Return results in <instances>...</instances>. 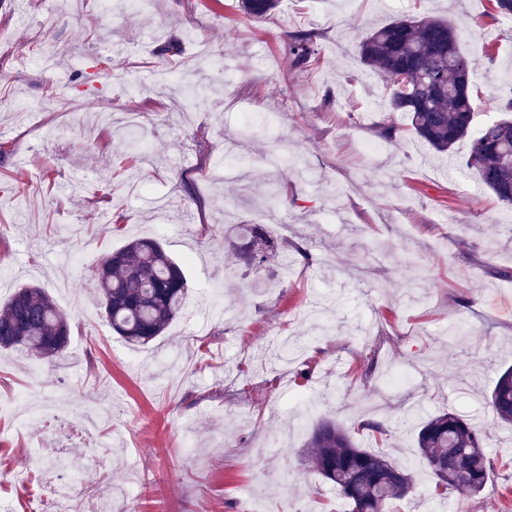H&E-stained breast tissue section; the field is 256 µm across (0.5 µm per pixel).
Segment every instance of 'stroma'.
Returning a JSON list of instances; mask_svg holds the SVG:
<instances>
[{
	"mask_svg": "<svg viewBox=\"0 0 512 512\" xmlns=\"http://www.w3.org/2000/svg\"><path fill=\"white\" fill-rule=\"evenodd\" d=\"M489 0H0V300L38 283L71 325L58 360L0 353V512H56L45 474L67 404L85 468L69 512H348L300 456L318 422L409 466L399 512H512V426L487 407L512 364V208L388 114L386 80L356 48L403 16L451 17L481 104L512 89V20ZM320 34L294 67L291 32ZM214 59L188 76L158 48ZM208 87L181 111L180 88ZM140 116L130 153L115 121ZM394 122L395 137L381 135ZM276 194V210L264 207ZM177 197L192 216L163 208ZM267 228L280 257L225 261L229 225ZM161 236L192 256L183 318L134 346L90 293L104 255ZM307 248L301 258L298 248ZM415 408L409 422L404 409ZM454 410L488 434L479 494L434 498L420 424ZM381 424V432L366 421ZM106 463H99V456Z\"/></svg>",
	"mask_w": 512,
	"mask_h": 512,
	"instance_id": "obj_1",
	"label": "stroma"
}]
</instances>
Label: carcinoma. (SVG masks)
Segmentation results:
<instances>
[{
  "mask_svg": "<svg viewBox=\"0 0 512 512\" xmlns=\"http://www.w3.org/2000/svg\"><path fill=\"white\" fill-rule=\"evenodd\" d=\"M279 0H241L247 16L262 20ZM297 64L309 65L318 53L317 36L299 31L288 42ZM360 64L383 76L388 107L403 112L409 131L442 156L469 139L466 165L499 202L512 206V91L499 99L502 117L471 133L478 108L471 68L458 44L454 21L431 16L400 17L370 30L358 44ZM230 243L248 267L268 263L271 240L260 225L240 224ZM187 279L183 268L154 239H134L109 252L97 273L96 293L106 321L130 343L146 344L163 335L182 315ZM68 319L38 286L19 289L0 306V349L41 358L64 356ZM487 405L497 419L512 424V367L497 376ZM487 436L455 411L428 417L416 435L417 448L435 477L434 492L476 494L483 490L490 462ZM304 459L348 501L351 512H391L388 505L409 496L412 471L381 452L357 446L331 420L320 421L303 445Z\"/></svg>",
  "mask_w": 512,
  "mask_h": 512,
  "instance_id": "cac0c4a2",
  "label": "carcinoma"
}]
</instances>
